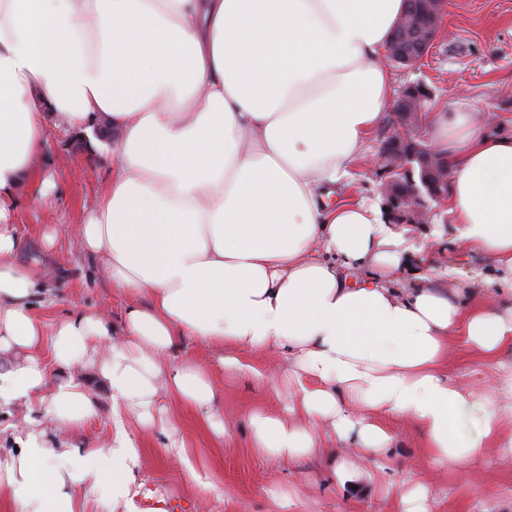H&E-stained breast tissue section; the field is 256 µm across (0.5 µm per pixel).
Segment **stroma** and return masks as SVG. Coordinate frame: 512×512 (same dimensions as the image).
Instances as JSON below:
<instances>
[{"label": "stroma", "mask_w": 512, "mask_h": 512, "mask_svg": "<svg viewBox=\"0 0 512 512\" xmlns=\"http://www.w3.org/2000/svg\"><path fill=\"white\" fill-rule=\"evenodd\" d=\"M396 87L417 80L430 85L436 107L464 108L494 117L492 128L512 133V0H448L440 31L428 57L412 69L393 67ZM392 131V110L384 108L381 125L370 135L363 156L353 170V184L337 190L336 198L356 203L376 197L381 183L375 173L379 148ZM43 178L54 186L46 204L32 203V184H21L13 204L22 241L21 261L38 259L49 269L54 302L35 303V313L47 323L84 311L104 310L121 318L122 295L112 288L96 260L82 253L75 240L63 237L45 247L43 236L56 225L84 223L98 196L112 177V141L102 129L85 132L78 128L50 125L44 146L35 159ZM413 270L459 268L449 278L452 288L461 287L463 273L483 272L493 278L491 261L483 254L443 242L425 258L411 256ZM184 356L213 369L224 392L225 436H215L199 414L186 407H173L179 435L189 446V457L199 475L211 482L210 490L197 486L183 469L166 455V437L157 429L138 430L143 451L139 481L144 497L168 498L171 512H270L269 492L291 487L297 470L320 473L316 483L299 489L295 512H399L395 495L380 481L361 476L356 489L341 488L325 477L326 462L316 456L295 468L266 459L251 446L245 420L257 407L280 410L283 403L280 379L286 364L274 351L259 362L263 381L227 375L217 368L219 350L203 343L185 347ZM448 376L480 387L496 373L463 341L448 344ZM394 433L389 466L395 475L424 459V441L411 425L390 419ZM430 487L438 499L439 512H512V459L501 460L490 452L481 464L460 468H429Z\"/></svg>", "instance_id": "obj_1"}]
</instances>
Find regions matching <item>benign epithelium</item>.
I'll list each match as a JSON object with an SVG mask.
<instances>
[{
	"label": "benign epithelium",
	"instance_id": "7a95c632",
	"mask_svg": "<svg viewBox=\"0 0 512 512\" xmlns=\"http://www.w3.org/2000/svg\"><path fill=\"white\" fill-rule=\"evenodd\" d=\"M447 0H422V11L427 17V34L408 53H401L400 41L408 39L409 18L404 16L396 27L395 43L390 46L388 57L392 61L413 68L423 61L432 49ZM420 85L405 86L392 105L395 127L393 134L383 145L380 162L386 172L402 171L411 168L410 161H418L432 173L426 184L427 193L415 187L413 180L403 186L396 185L391 178L383 180L380 192L397 224H419L425 221L429 202H438L448 195V160L441 157L432 147L423 145L425 141L418 117L425 111L426 99L419 94Z\"/></svg>",
	"mask_w": 512,
	"mask_h": 512
}]
</instances>
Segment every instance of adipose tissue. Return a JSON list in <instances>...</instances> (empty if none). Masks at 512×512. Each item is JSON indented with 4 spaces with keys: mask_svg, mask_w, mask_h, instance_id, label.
<instances>
[{
    "mask_svg": "<svg viewBox=\"0 0 512 512\" xmlns=\"http://www.w3.org/2000/svg\"><path fill=\"white\" fill-rule=\"evenodd\" d=\"M409 0H0V407L26 426L0 455L16 512H86L97 493L130 507L142 465L130 420L160 429L187 462L169 402L224 435L220 388L187 340L221 349L225 372L262 380L279 350L284 411L257 409L252 445L292 466L325 456L339 486L381 462L401 512H436L417 475L389 477L388 416L422 433L428 462L512 457V377L479 392L442 364L460 338L493 369L512 357V135L473 113H426L451 181L440 219L484 253L474 272L409 275L419 248L378 200L329 204L395 90L386 64ZM70 127L107 117L112 183L73 230L127 299L50 325L46 293L20 261L9 201L36 178L46 112ZM109 411L107 438L71 434Z\"/></svg>",
    "mask_w": 512,
    "mask_h": 512,
    "instance_id": "1",
    "label": "adipose tissue"
}]
</instances>
